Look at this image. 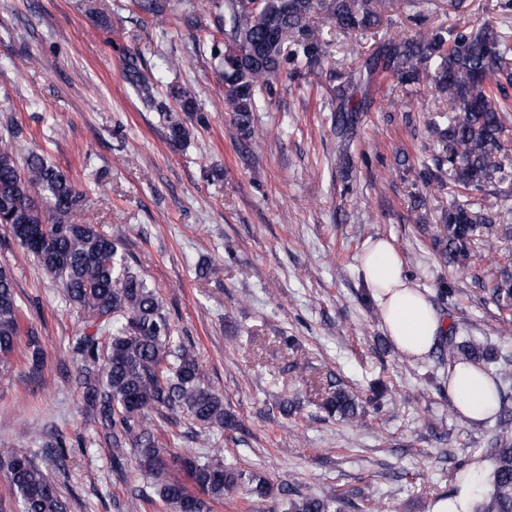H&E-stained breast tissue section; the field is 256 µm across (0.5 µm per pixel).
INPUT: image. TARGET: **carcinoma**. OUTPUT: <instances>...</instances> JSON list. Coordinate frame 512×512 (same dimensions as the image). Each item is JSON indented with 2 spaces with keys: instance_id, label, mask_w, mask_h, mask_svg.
I'll return each mask as SVG.
<instances>
[{
  "instance_id": "obj_1",
  "label": "carcinoma",
  "mask_w": 512,
  "mask_h": 512,
  "mask_svg": "<svg viewBox=\"0 0 512 512\" xmlns=\"http://www.w3.org/2000/svg\"><path fill=\"white\" fill-rule=\"evenodd\" d=\"M314 5L315 0H259L254 6L224 0V107L243 139H255L257 102L272 96L273 80L284 66L314 72L323 65L329 42L314 25ZM138 8L162 23L170 0H139ZM326 9L346 32L380 22L372 0H329ZM374 44L369 53L352 49L363 57L362 65L336 88L331 120L340 143L349 144L356 131L373 74L402 88L432 76L438 96L448 100V113L444 124L430 125L441 155L419 177L457 197L442 213L448 226L443 258L456 261L476 236L494 235L501 222L512 235V222L485 208L488 187L512 178V166L496 160L512 136V109L496 103L501 79L512 82V43L491 27H435L412 38L384 36ZM129 81L144 98L153 96V85L142 73L130 71ZM165 120L169 142L186 143L190 130L184 120L172 113ZM84 211L85 196L67 172L33 151L21 165L14 143L0 142V226L60 282L69 304L97 330L109 333L105 339L84 333L69 342L78 364L75 383L98 426L93 444L109 450L117 474L124 472L127 454L134 451L141 472L156 480L157 493L171 512H212L211 504L245 485L260 495L269 493L263 476L216 454L204 462L188 454L178 457L195 493L179 481L161 478L165 462L158 427L178 425L173 416H186L190 426L204 433L239 430L241 424L224 407L223 394L206 380L194 346L175 335L156 288L134 271L122 238L88 223ZM481 287L499 308L512 307V272L491 271ZM436 350L441 366L482 361L496 368L497 447L490 451L491 472L477 490L472 512H512V415L505 410L509 394L501 385L512 377V357L456 335ZM17 353L31 372L43 368L40 336L24 327L15 279L0 266V364ZM326 408L351 423L362 422L358 398L339 385ZM38 453L52 461L66 459L64 434H53ZM37 457L18 452L0 456V472L12 491L10 502L0 501V512H70V503ZM278 493L288 497V512H335L334 497L290 486Z\"/></svg>"
}]
</instances>
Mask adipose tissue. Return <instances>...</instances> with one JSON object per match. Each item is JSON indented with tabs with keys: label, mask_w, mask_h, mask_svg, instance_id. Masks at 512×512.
Masks as SVG:
<instances>
[{
	"label": "adipose tissue",
	"mask_w": 512,
	"mask_h": 512,
	"mask_svg": "<svg viewBox=\"0 0 512 512\" xmlns=\"http://www.w3.org/2000/svg\"><path fill=\"white\" fill-rule=\"evenodd\" d=\"M357 272L398 352L415 359L427 355L446 325L428 296L405 276L403 258L392 242L382 236L367 238ZM447 388L458 416L466 423H484L498 411L492 374L483 366L461 363L449 368Z\"/></svg>",
	"instance_id": "obj_1"
}]
</instances>
